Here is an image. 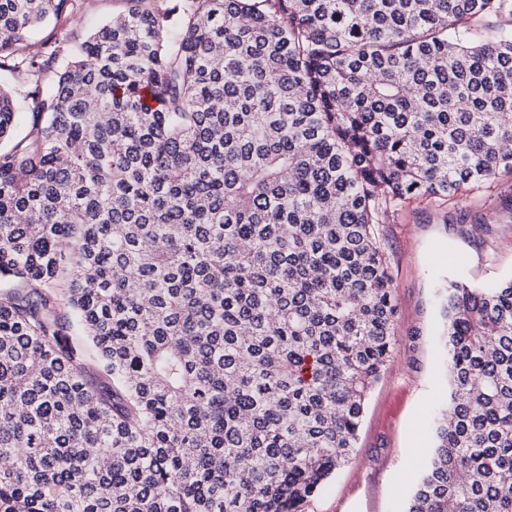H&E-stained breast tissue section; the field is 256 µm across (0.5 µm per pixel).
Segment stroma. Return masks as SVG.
I'll list each match as a JSON object with an SVG mask.
<instances>
[{
    "label": "stroma",
    "mask_w": 512,
    "mask_h": 512,
    "mask_svg": "<svg viewBox=\"0 0 512 512\" xmlns=\"http://www.w3.org/2000/svg\"><path fill=\"white\" fill-rule=\"evenodd\" d=\"M125 0H82L33 33L36 45L85 39ZM393 277L395 346L367 401L357 447L305 512H405L433 446L428 424L447 398L439 341L442 277L489 286L512 276V172L467 189L460 204L409 201L382 224Z\"/></svg>",
    "instance_id": "35a3bbf8"
}]
</instances>
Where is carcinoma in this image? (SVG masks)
I'll return each instance as SVG.
<instances>
[{"instance_id": "carcinoma-1", "label": "carcinoma", "mask_w": 512, "mask_h": 512, "mask_svg": "<svg viewBox=\"0 0 512 512\" xmlns=\"http://www.w3.org/2000/svg\"><path fill=\"white\" fill-rule=\"evenodd\" d=\"M75 3L0 0V512H302L394 349L380 225L512 172V0H126L32 52ZM438 295L407 512H512V279ZM125 9V0H83L76 12L66 13L58 18L51 17L35 29V49L41 50L44 42L52 44L55 41H81L93 27Z\"/></svg>"}]
</instances>
